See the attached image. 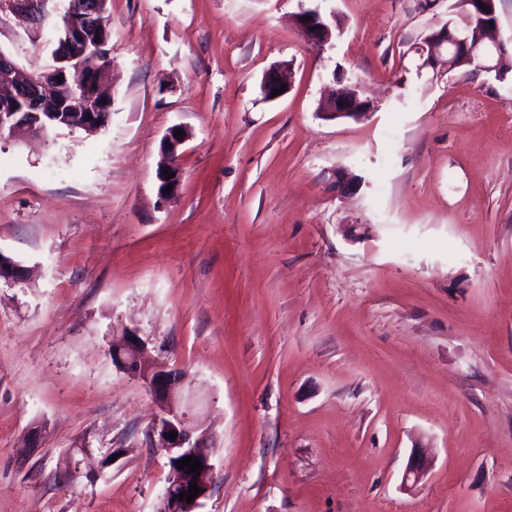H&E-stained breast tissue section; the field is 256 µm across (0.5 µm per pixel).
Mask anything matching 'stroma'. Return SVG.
I'll use <instances>...</instances> for the list:
<instances>
[{"label": "stroma", "mask_w": 512, "mask_h": 512, "mask_svg": "<svg viewBox=\"0 0 512 512\" xmlns=\"http://www.w3.org/2000/svg\"><path fill=\"white\" fill-rule=\"evenodd\" d=\"M450 4L107 0L106 127L0 136V253L25 269L0 281V512H158L127 332L212 437L197 512H512V73L420 68ZM314 8L341 29L321 51L289 23ZM56 46L0 13L27 70ZM337 72L369 117L321 115ZM176 129L184 131L181 126L171 127L163 137L160 146L161 153L166 158V162L164 163L165 165L157 171V180L160 183L157 195L160 201H165L175 195L180 185L181 170L178 165V150L186 141L187 136L184 131L182 139L174 137ZM164 169L169 170V176L164 175ZM170 174H175V177L170 178ZM167 185H172L173 189L172 191H169V194H164L163 190L166 189Z\"/></svg>", "instance_id": "stroma-1"}]
</instances>
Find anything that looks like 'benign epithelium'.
Returning a JSON list of instances; mask_svg holds the SVG:
<instances>
[{
    "label": "benign epithelium",
    "instance_id": "7a95c632",
    "mask_svg": "<svg viewBox=\"0 0 512 512\" xmlns=\"http://www.w3.org/2000/svg\"><path fill=\"white\" fill-rule=\"evenodd\" d=\"M50 0H0V11L8 8L14 12L24 14L37 23L43 22L51 16L46 10ZM101 0H68L60 13L62 36L58 42L66 44L89 43L87 32L90 31L89 19L100 6ZM311 20H305V17ZM291 24L301 36L318 50L332 45L336 38L333 30L322 18L316 9L303 10L291 18ZM483 34L475 41L471 40L467 32L452 27V22L443 24L438 30L426 36L419 46V52L424 57L423 66H434L443 55V50L453 46L454 51L448 55L447 65H452L459 54L469 59L478 58L482 61V68L493 71L498 68V55L505 48V41L499 37V21L481 23ZM99 67H88L80 62L71 69L52 66L43 73L38 80L29 78L28 71L14 62L7 54L0 50V76L8 77L9 88L0 91V132L8 136L22 139L37 135L44 131L41 123L40 108L43 100L52 96L59 98L62 107L66 108L65 121L69 128L98 129L100 117L111 108L112 95L104 91L100 84ZM284 84L282 69L275 65L265 74L261 89L266 100L272 101V93ZM368 100L362 98L357 86H351L345 91L336 93V97L329 100L324 106V114L330 118L358 119L372 114L375 105L365 107ZM176 127H171L161 142V153L166 162L163 168L157 171L159 182L158 198L165 201L178 191L181 179V170L178 165V150L185 139L175 137ZM169 170L173 177L164 175ZM173 186L172 191L165 194L167 186ZM23 276V268L12 259L5 258L0 252V280H18ZM146 349L145 341L135 334L120 338V343L112 345V361L115 366L130 374L146 385L154 395L159 415L154 420L151 431L157 437V442L167 458L173 459L171 469L176 473L164 489L162 500L166 509L163 512H191L198 508L212 485L214 465L210 457L201 452L207 447L209 437L206 433L194 428L184 409V398L180 388L181 375L173 370L153 368L143 359ZM175 431L177 438L171 440L166 434ZM193 456L202 462L195 483L201 493L191 503L178 498L183 492H188L190 479L185 477V470L179 468L177 461ZM426 474V460L420 459L417 463L406 468L403 475L404 484H416Z\"/></svg>",
    "mask_w": 512,
    "mask_h": 512
}]
</instances>
